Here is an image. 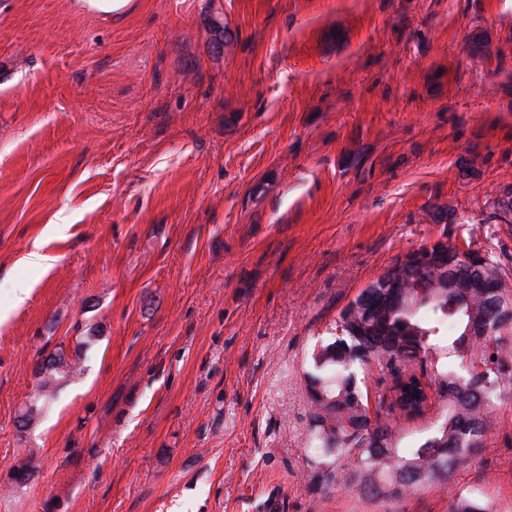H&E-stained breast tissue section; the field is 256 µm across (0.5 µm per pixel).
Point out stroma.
Masks as SVG:
<instances>
[{
	"label": "stroma",
	"instance_id": "35a3bbf8",
	"mask_svg": "<svg viewBox=\"0 0 512 512\" xmlns=\"http://www.w3.org/2000/svg\"><path fill=\"white\" fill-rule=\"evenodd\" d=\"M439 240L512 276V0H0V512L512 502V403L447 488L312 482L314 349ZM77 3L83 9L112 15L124 12L131 5V0H77ZM448 512H495L491 504L470 491H458L448 499Z\"/></svg>",
	"mask_w": 512,
	"mask_h": 512
}]
</instances>
